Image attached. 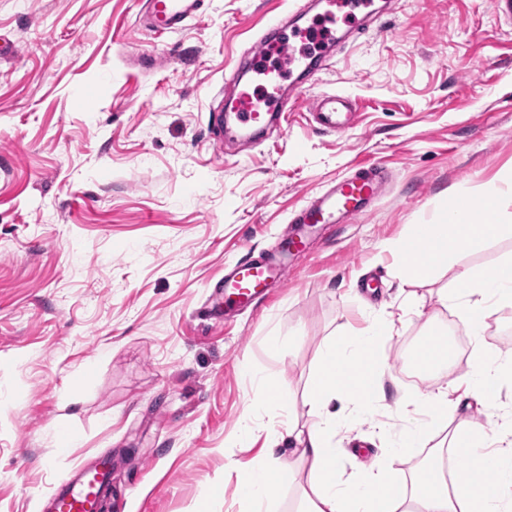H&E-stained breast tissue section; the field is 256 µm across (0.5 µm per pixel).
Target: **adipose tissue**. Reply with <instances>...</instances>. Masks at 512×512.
Listing matches in <instances>:
<instances>
[{"label":"adipose tissue","instance_id":"obj_1","mask_svg":"<svg viewBox=\"0 0 512 512\" xmlns=\"http://www.w3.org/2000/svg\"><path fill=\"white\" fill-rule=\"evenodd\" d=\"M490 211L482 220L471 217L466 190L454 193L448 208L431 224L409 225L406 241L391 244L397 272L404 279L429 276L447 267L451 253L497 236L502 226L503 190L489 188ZM457 278L465 295L444 293L471 335H480L486 318L512 306V259L493 270H462ZM394 328L382 315L368 326L328 340L311 377L309 402L317 421L288 437L309 466L299 512H512V437L489 433L484 425L457 426L447 440H435L425 427L409 422L394 441L387 462L357 474L346 473L336 446V433L367 412L384 392L385 342ZM512 377V357L474 345L469 370L455 377L449 389L420 397L416 410L437 421L453 415L449 390H461L489 407ZM416 460L409 476H399L394 461ZM284 471L275 461L260 458L242 469L241 497L249 512H270L275 477Z\"/></svg>","mask_w":512,"mask_h":512}]
</instances>
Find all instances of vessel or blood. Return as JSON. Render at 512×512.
Segmentation results:
<instances>
[{"instance_id":"obj_1","label":"vessel or blood","mask_w":512,"mask_h":512,"mask_svg":"<svg viewBox=\"0 0 512 512\" xmlns=\"http://www.w3.org/2000/svg\"><path fill=\"white\" fill-rule=\"evenodd\" d=\"M335 0H327L319 19L324 27L318 37V46L310 51L297 49L281 26L279 17H272L261 31L257 49L248 50V57H256L258 50L274 49L288 59V70L294 75L295 87L288 96L266 98L263 90H241L245 74L240 65L225 72V83L239 87L237 95L224 102V121L217 124L218 134L228 139L258 140L269 122H282L298 96L309 92L315 75L328 66L336 37L331 28L335 20ZM206 0H148L141 18L146 30L154 35L175 33L188 22L201 17ZM310 113L317 126L328 132H343L354 122L348 97L338 93L315 95ZM381 176L375 166H367L365 174L331 181L321 187L293 217L297 232L278 238L270 255H246L238 265L217 282L208 306L209 315L216 320L249 308L260 294L283 284V271L289 261L295 260L305 239L302 228L318 224L349 222L363 214L377 197ZM110 479L107 460L95 464H78L53 488L46 500V512H100L102 495Z\"/></svg>"}]
</instances>
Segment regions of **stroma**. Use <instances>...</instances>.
Listing matches in <instances>:
<instances>
[{"label": "stroma", "mask_w": 512, "mask_h": 512, "mask_svg": "<svg viewBox=\"0 0 512 512\" xmlns=\"http://www.w3.org/2000/svg\"><path fill=\"white\" fill-rule=\"evenodd\" d=\"M291 3L208 0L157 38L142 0H0L13 45L0 55V512H44L57 478L102 458L104 512H243V464L269 447L300 463L276 438L315 422L307 391L328 339L374 311L396 326L384 400L336 436L349 473L386 459L409 402L467 371L474 343L512 340V308L475 337L437 301L457 271L512 255V232L407 283L385 248L435 221L454 188L512 171V25L493 0H374L366 32L335 48L313 87L354 99L350 129L320 131L302 100L285 132L225 145L212 129L224 71ZM135 48L157 67H130ZM370 163L389 181L367 213L319 225L277 295L228 324L209 318L211 282L273 247L325 181ZM435 334L449 361L415 385L399 360ZM261 378L288 387L287 409L256 401ZM511 410L506 389L496 411L463 401L431 430H497ZM67 432L76 443L59 450Z\"/></svg>", "instance_id": "obj_1"}]
</instances>
